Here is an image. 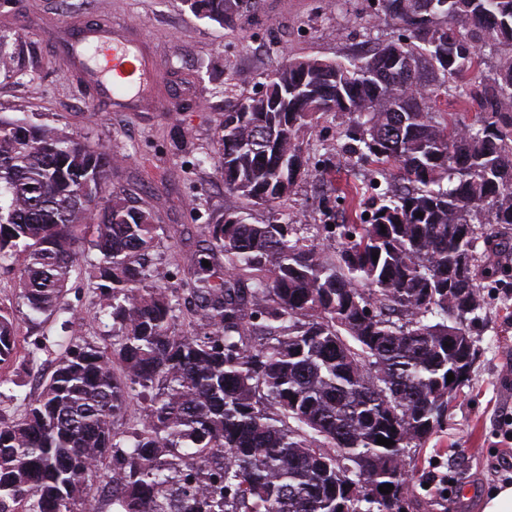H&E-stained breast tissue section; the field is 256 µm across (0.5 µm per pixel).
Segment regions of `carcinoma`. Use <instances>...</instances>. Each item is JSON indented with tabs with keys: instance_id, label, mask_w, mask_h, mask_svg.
I'll list each match as a JSON object with an SVG mask.
<instances>
[{
	"instance_id": "1",
	"label": "carcinoma",
	"mask_w": 512,
	"mask_h": 512,
	"mask_svg": "<svg viewBox=\"0 0 512 512\" xmlns=\"http://www.w3.org/2000/svg\"><path fill=\"white\" fill-rule=\"evenodd\" d=\"M182 2L220 25L254 5ZM383 3L402 38L284 57L224 112L218 160L226 192L274 210L318 176L308 159L295 166L318 119L355 115L345 151L397 169L373 171L388 189L369 218L325 224L314 245L295 217L229 212L202 228L178 288L146 285L150 210L117 193L93 205L114 158L0 119V266L20 261V298L52 313L93 250L112 319V346L69 342L23 414L0 419V512H86L100 478L94 512H395L406 450L442 427L447 375L473 364L479 280L512 261L511 237L477 255L464 233L512 228V0ZM426 74L468 103L471 123L439 109ZM18 359L0 306V369Z\"/></svg>"
}]
</instances>
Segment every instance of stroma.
<instances>
[{"label": "stroma", "mask_w": 512, "mask_h": 512, "mask_svg": "<svg viewBox=\"0 0 512 512\" xmlns=\"http://www.w3.org/2000/svg\"><path fill=\"white\" fill-rule=\"evenodd\" d=\"M361 3L257 0L253 16L227 27L198 18L183 0H0V51L15 58L12 71H0V117L52 126L117 156L108 185L152 211L159 226L153 282L176 288L197 255L203 225L223 223L225 212L237 209L256 221L268 217L224 190L217 158L228 104L252 94L284 54L336 59L398 36L380 18L365 30ZM95 25L111 26L150 66L138 96L100 94L79 75L67 51L76 33ZM351 123L341 113L319 121L308 145L319 174L298 184L284 208L315 242L324 205L338 214L351 209L338 190L355 189L362 200L374 193L369 166H351L340 151ZM18 276V269L0 268V303L15 311L21 346L44 349L34 365L8 372L16 398L0 404L7 417L21 413L25 395L38 392L52 370L59 341L71 334L70 316H77L81 338L112 341L111 326L93 317L101 298L86 273H74L64 310L50 316L30 312L18 296ZM480 287L485 304L468 324L476 349L470 378L452 395L443 427L406 458V512H482L485 495L512 484V472L500 467L512 458V269Z\"/></svg>", "instance_id": "stroma-1"}]
</instances>
